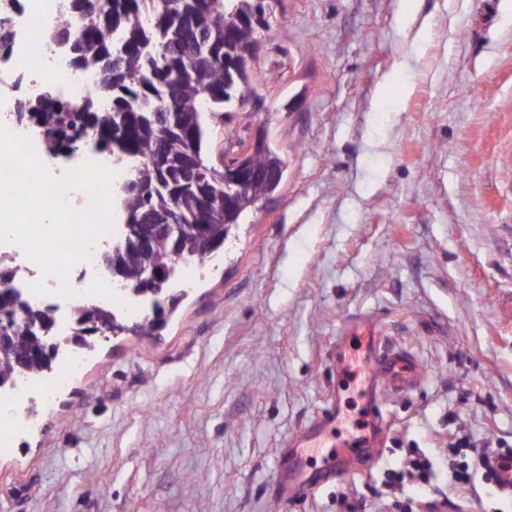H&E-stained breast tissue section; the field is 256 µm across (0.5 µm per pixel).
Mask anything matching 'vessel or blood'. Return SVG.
Masks as SVG:
<instances>
[{"instance_id":"1","label":"vessel or blood","mask_w":512,"mask_h":512,"mask_svg":"<svg viewBox=\"0 0 512 512\" xmlns=\"http://www.w3.org/2000/svg\"><path fill=\"white\" fill-rule=\"evenodd\" d=\"M347 330V335L336 342L333 361L339 378L353 373L360 376L370 432L337 441L336 456L344 461L351 460L357 449L377 447L382 430L384 391L409 394L420 384L416 360L407 351L389 346L377 327L360 318L349 321ZM337 419L336 407H327L317 421L292 439L282 464V480L293 496L306 495L332 477V470L309 467L304 451L313 447L317 440L331 436Z\"/></svg>"}]
</instances>
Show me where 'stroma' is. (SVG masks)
<instances>
[{"label":"stroma","instance_id":"obj_1","mask_svg":"<svg viewBox=\"0 0 512 512\" xmlns=\"http://www.w3.org/2000/svg\"><path fill=\"white\" fill-rule=\"evenodd\" d=\"M502 0H275L257 97L214 120L264 133L281 188L237 225L151 334L96 337L0 452V512H512L475 478L452 505L450 426L512 442V19ZM413 353L373 466L285 494L277 462L330 404L358 437L332 352L353 318ZM424 452L437 476L389 485Z\"/></svg>","mask_w":512,"mask_h":512}]
</instances>
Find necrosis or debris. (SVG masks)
Wrapping results in <instances>:
<instances>
[{
    "instance_id": "1",
    "label": "necrosis or debris",
    "mask_w": 512,
    "mask_h": 512,
    "mask_svg": "<svg viewBox=\"0 0 512 512\" xmlns=\"http://www.w3.org/2000/svg\"><path fill=\"white\" fill-rule=\"evenodd\" d=\"M64 2L37 0L32 5L28 0H0V20L8 21L13 38L24 45L23 50L0 54V98L5 101L4 107L0 108V125L15 135L28 138L43 162L51 155L48 134L35 119L20 116L21 104L36 102L45 90L51 89L75 107L88 101L95 102L102 110L110 106L100 77L92 72L75 70L65 55L43 39L46 29L64 25L67 18ZM111 240V235H103L91 248L88 258L67 266L66 278L62 281L45 276L18 245L0 243V275L12 274L29 283L42 279L53 290L60 283H67L73 295L56 298L55 303L60 308L72 309L75 298L89 297L107 308L126 312L130 306L122 290L113 287L112 276L100 259L103 248ZM79 362V355H70L52 379L38 383L28 380L18 387L0 391V438L10 439L14 432L22 391L32 388L43 397H51Z\"/></svg>"
}]
</instances>
